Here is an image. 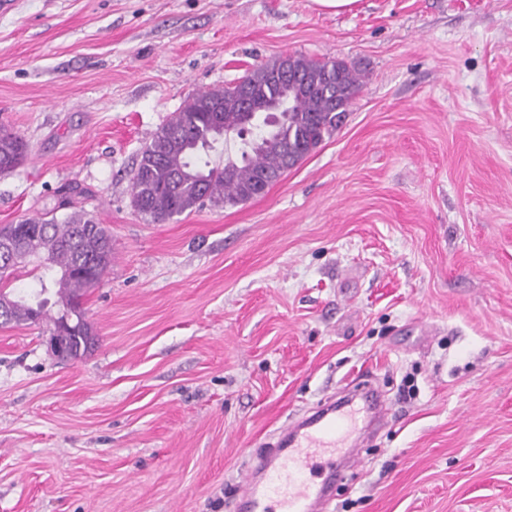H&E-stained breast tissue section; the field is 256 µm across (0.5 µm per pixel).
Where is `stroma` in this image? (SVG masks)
<instances>
[{
  "mask_svg": "<svg viewBox=\"0 0 512 512\" xmlns=\"http://www.w3.org/2000/svg\"><path fill=\"white\" fill-rule=\"evenodd\" d=\"M289 52L358 66L341 126L260 197L138 214L169 117ZM1 125L29 153L0 225L69 201L112 263L84 357L0 326V512H224L360 380L389 423L329 512H512V0H15Z\"/></svg>",
  "mask_w": 512,
  "mask_h": 512,
  "instance_id": "stroma-1",
  "label": "stroma"
}]
</instances>
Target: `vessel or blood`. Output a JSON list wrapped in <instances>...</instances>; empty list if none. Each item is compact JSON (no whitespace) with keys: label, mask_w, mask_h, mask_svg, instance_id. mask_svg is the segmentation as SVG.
Listing matches in <instances>:
<instances>
[{"label":"vessel or blood","mask_w":512,"mask_h":512,"mask_svg":"<svg viewBox=\"0 0 512 512\" xmlns=\"http://www.w3.org/2000/svg\"><path fill=\"white\" fill-rule=\"evenodd\" d=\"M385 411L369 388L286 424L273 445L252 454L244 484L225 501V512H319L340 466L354 468L361 462L344 452L348 436L362 420Z\"/></svg>","instance_id":"obj_1"}]
</instances>
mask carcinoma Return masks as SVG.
I'll return each instance as SVG.
<instances>
[{"label": "carcinoma", "mask_w": 512, "mask_h": 512, "mask_svg": "<svg viewBox=\"0 0 512 512\" xmlns=\"http://www.w3.org/2000/svg\"><path fill=\"white\" fill-rule=\"evenodd\" d=\"M293 65L295 79L282 75ZM254 98V109L236 104L242 88ZM360 89V73L344 61L331 64L301 55L293 62L279 56L253 67L232 86L197 92L153 136L141 152L132 176V203L154 223H164L204 203L215 206L247 202L263 195L288 169L318 147L342 124ZM222 126H213L214 109ZM240 140L238 158L214 165L199 155L230 137ZM28 155V143L0 128V174L13 171ZM25 229L30 261L59 269L53 280L57 302L75 317L66 337L73 359L95 343L81 300L101 281L112 261L107 229L82 211L64 219L41 215L0 226V235ZM26 265H0V326L34 322L48 316L45 299L37 302L17 293L12 282Z\"/></svg>", "instance_id": "carcinoma-1"}]
</instances>
